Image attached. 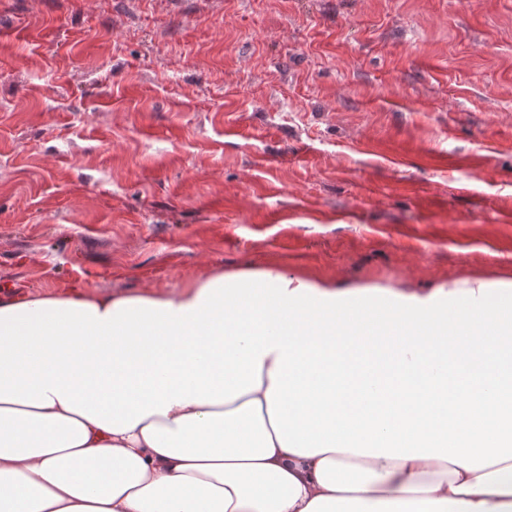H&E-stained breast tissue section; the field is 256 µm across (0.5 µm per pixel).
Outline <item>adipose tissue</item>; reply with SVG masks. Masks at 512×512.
<instances>
[{
  "label": "adipose tissue",
  "mask_w": 512,
  "mask_h": 512,
  "mask_svg": "<svg viewBox=\"0 0 512 512\" xmlns=\"http://www.w3.org/2000/svg\"><path fill=\"white\" fill-rule=\"evenodd\" d=\"M0 512H512V289L0 300Z\"/></svg>",
  "instance_id": "ef3b65f1"
}]
</instances>
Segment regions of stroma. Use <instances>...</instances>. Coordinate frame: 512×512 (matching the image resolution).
Masks as SVG:
<instances>
[{"mask_svg": "<svg viewBox=\"0 0 512 512\" xmlns=\"http://www.w3.org/2000/svg\"><path fill=\"white\" fill-rule=\"evenodd\" d=\"M273 263L512 284V0H0V286Z\"/></svg>", "mask_w": 512, "mask_h": 512, "instance_id": "obj_1", "label": "stroma"}]
</instances>
